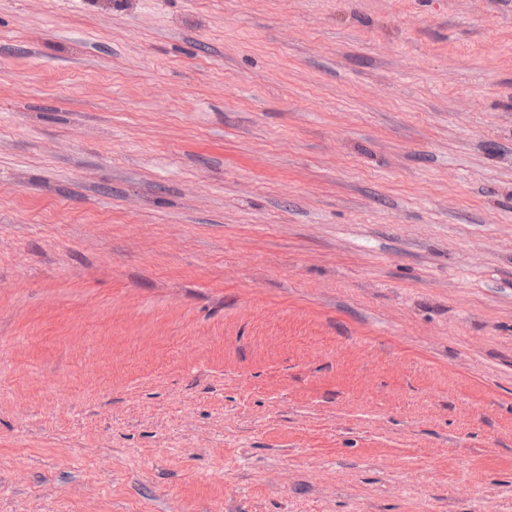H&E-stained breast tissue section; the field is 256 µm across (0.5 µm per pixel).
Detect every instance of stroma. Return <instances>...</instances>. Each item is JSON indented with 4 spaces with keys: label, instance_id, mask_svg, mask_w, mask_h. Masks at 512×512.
I'll list each match as a JSON object with an SVG mask.
<instances>
[{
    "label": "stroma",
    "instance_id": "stroma-1",
    "mask_svg": "<svg viewBox=\"0 0 512 512\" xmlns=\"http://www.w3.org/2000/svg\"><path fill=\"white\" fill-rule=\"evenodd\" d=\"M0 512H512V0H0Z\"/></svg>",
    "mask_w": 512,
    "mask_h": 512
}]
</instances>
